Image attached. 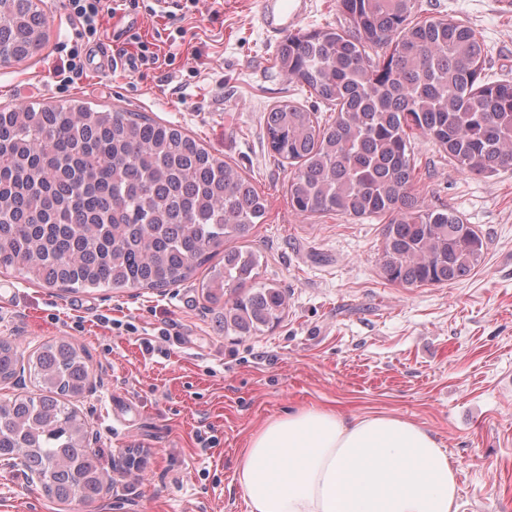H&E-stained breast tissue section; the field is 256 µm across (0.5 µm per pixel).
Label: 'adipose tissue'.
I'll return each instance as SVG.
<instances>
[{
  "mask_svg": "<svg viewBox=\"0 0 512 512\" xmlns=\"http://www.w3.org/2000/svg\"><path fill=\"white\" fill-rule=\"evenodd\" d=\"M236 477L251 512H458L457 468L420 425L308 407L254 431Z\"/></svg>",
  "mask_w": 512,
  "mask_h": 512,
  "instance_id": "adipose-tissue-1",
  "label": "adipose tissue"
}]
</instances>
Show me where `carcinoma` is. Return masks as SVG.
Here are the masks:
<instances>
[{
    "label": "carcinoma",
    "instance_id": "1",
    "mask_svg": "<svg viewBox=\"0 0 512 512\" xmlns=\"http://www.w3.org/2000/svg\"><path fill=\"white\" fill-rule=\"evenodd\" d=\"M41 2L0 0L3 60L43 49ZM336 2L340 26L292 33L277 53L285 75L333 112L289 99L266 113L268 147L294 166L289 204L304 216L385 217L386 281L455 282L480 266L486 239L416 188L414 139L432 140L464 173L512 170V79L485 75L483 40L467 23L418 19L420 0ZM266 212L251 179L178 125L79 100L0 109V269L28 282L161 290L204 267L217 329L254 336L286 310L247 245ZM25 370L37 392L0 399V452L20 454L53 501L94 502L103 468L74 406L89 388L88 352L62 337L26 357L0 338V384Z\"/></svg>",
    "mask_w": 512,
    "mask_h": 512
}]
</instances>
